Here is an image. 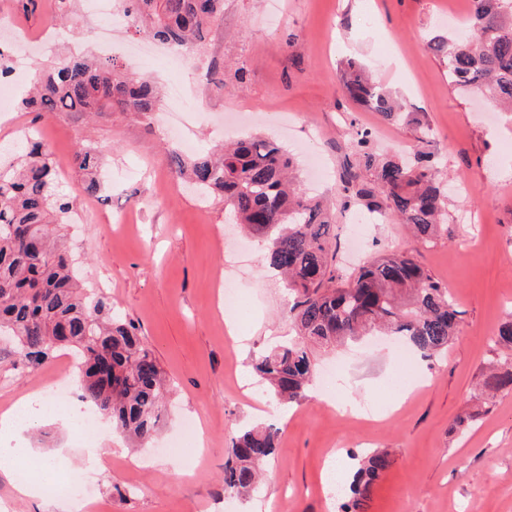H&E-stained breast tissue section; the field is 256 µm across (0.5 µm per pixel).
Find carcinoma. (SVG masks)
I'll list each match as a JSON object with an SVG mask.
<instances>
[{"instance_id":"1","label":"carcinoma","mask_w":512,"mask_h":512,"mask_svg":"<svg viewBox=\"0 0 512 512\" xmlns=\"http://www.w3.org/2000/svg\"><path fill=\"white\" fill-rule=\"evenodd\" d=\"M471 4L464 29L434 39L429 48L441 55L452 85L511 110L512 0ZM121 7L136 33L183 48L202 39L222 15L224 0H121ZM339 81L345 96L389 123L415 125L417 141L428 142V129L393 100L362 62L343 61ZM35 85L36 95L21 101L24 110L48 115L131 112L145 119L158 111L154 82L112 57L76 56L38 65ZM24 141L27 146L0 166V336L11 340V366L35 370L55 351H68L81 372L82 401L142 446L162 421L168 380L135 322L115 316L105 290L80 282L75 256L60 232L74 203L56 191L59 173L49 144L28 133ZM367 143L363 132L357 164L342 184L343 196L368 200L371 212L387 209L416 238L434 241L448 223V211L447 192L431 155L380 156L367 150ZM101 161L98 148L79 145L76 165L92 193L100 190ZM170 162L176 173H189L200 197L219 196L233 223L266 241L265 263L285 278L288 318L297 336L252 364L276 403L306 397L315 379L314 346L382 330L427 360L448 347L458 321L448 288L407 254L370 259L350 274L336 267L331 252L336 225L323 204L289 177L295 161L275 140H240L220 153L204 151L188 160L174 151ZM378 189L385 196L383 205L373 201ZM491 341L499 357L478 383L490 400L512 393V319ZM279 443L277 427L242 430L224 463V490L253 491L261 466L274 458ZM348 455L357 464L338 512H366L394 458L387 451Z\"/></svg>"}]
</instances>
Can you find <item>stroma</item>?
I'll return each mask as SVG.
<instances>
[{"label":"stroma","instance_id":"1","mask_svg":"<svg viewBox=\"0 0 512 512\" xmlns=\"http://www.w3.org/2000/svg\"><path fill=\"white\" fill-rule=\"evenodd\" d=\"M281 16L269 24L270 0H224V13L204 40L171 63L165 49L129 59L130 25L110 47L95 39L107 18L85 0H0V23L31 37L60 31L63 43L34 52L30 64H48L73 50L120 61L155 78L162 111L192 113L186 134L216 148L246 137H269L297 161L308 194L324 198L336 215V253L348 262L353 242L361 257L408 250L448 287L460 313L458 335L433 360L399 356L389 340L369 338L336 349H314L318 370L338 368L352 401L375 407L359 416L337 410L313 387L291 407L277 405L255 387L256 356L288 339V292L263 264V244L230 226L220 198H200L170 169L173 139L157 124L112 112L93 119L40 115L19 104L0 112V148L19 147L18 132L38 130L60 168L58 189L77 206L92 204V222L69 224L65 239L85 287H104L117 313L132 319L167 373L172 391L151 445L137 447L101 422L96 432L109 462L94 475L95 493L109 512H336L325 468L337 457L352 468L349 451L388 450L394 464L376 486L368 512H512V394H499L480 412L476 384L494 357L491 336L512 314V112L484 117L481 99L457 91L448 69L427 47L450 35L448 0H279ZM356 58L405 99L430 130L429 152L448 179V222L431 243L415 240L394 218L365 219L364 202L344 204L336 188L356 159L358 132L372 136L369 150L406 155L420 150L414 126L389 124L346 97L336 70ZM244 79H237V72ZM182 88L167 97L169 85ZM103 154L102 190L86 193L74 157L79 143ZM246 299L242 313L224 311V285ZM409 372L420 387L388 412L396 377ZM68 381V402L80 374L70 356L56 352L30 372L0 366V413L21 396L44 401L53 380ZM479 417L464 432L453 421ZM193 420L205 438L192 466L167 454V443ZM273 424L281 442L267 480L273 491L242 497L225 491L224 461L239 428ZM45 469L64 474L87 468L85 443L50 416L20 432ZM19 476H0V512H79L63 496L43 490L20 495Z\"/></svg>","mask_w":512,"mask_h":512}]
</instances>
